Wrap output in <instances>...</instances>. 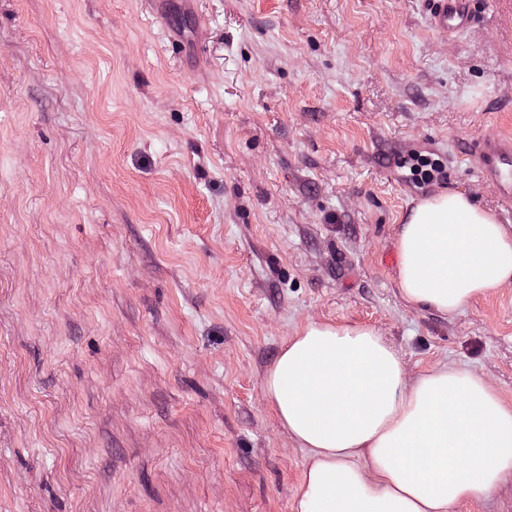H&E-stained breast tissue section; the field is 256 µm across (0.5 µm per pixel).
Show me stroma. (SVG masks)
<instances>
[{
  "instance_id": "obj_1",
  "label": "stroma",
  "mask_w": 512,
  "mask_h": 512,
  "mask_svg": "<svg viewBox=\"0 0 512 512\" xmlns=\"http://www.w3.org/2000/svg\"><path fill=\"white\" fill-rule=\"evenodd\" d=\"M0 0V512H294L264 378L311 323L512 406V282L410 305L400 227L512 133V0ZM441 173L422 181L417 159ZM475 0H432L431 24L436 32L448 35L460 31L475 20Z\"/></svg>"
}]
</instances>
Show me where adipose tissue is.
Masks as SVG:
<instances>
[{
  "mask_svg": "<svg viewBox=\"0 0 512 512\" xmlns=\"http://www.w3.org/2000/svg\"><path fill=\"white\" fill-rule=\"evenodd\" d=\"M512 282V229L463 193L422 200L403 224L398 286L445 316ZM281 426L309 454L294 512H451L512 467V407L477 372L407 380L375 329L312 323L264 379Z\"/></svg>",
  "mask_w": 512,
  "mask_h": 512,
  "instance_id": "obj_1",
  "label": "adipose tissue"
}]
</instances>
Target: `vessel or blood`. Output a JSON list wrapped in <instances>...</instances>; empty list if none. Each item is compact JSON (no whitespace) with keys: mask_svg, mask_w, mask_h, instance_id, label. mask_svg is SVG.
Wrapping results in <instances>:
<instances>
[{"mask_svg":"<svg viewBox=\"0 0 512 512\" xmlns=\"http://www.w3.org/2000/svg\"><path fill=\"white\" fill-rule=\"evenodd\" d=\"M475 0H432L431 23L445 35L468 27L475 19ZM470 158L478 174L494 182L503 206L512 207V134H500L476 140Z\"/></svg>","mask_w":512,"mask_h":512,"instance_id":"vessel-or-blood-1","label":"vessel or blood"}]
</instances>
